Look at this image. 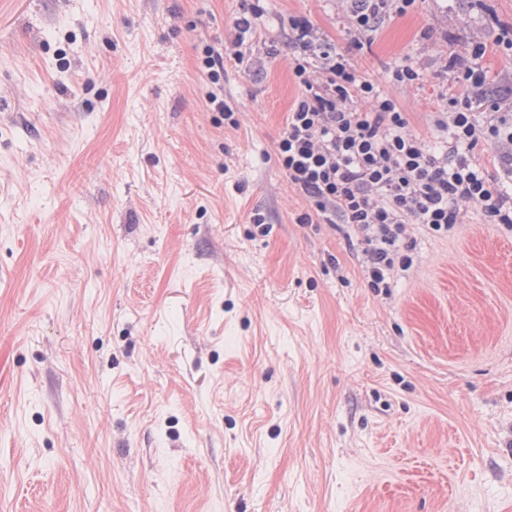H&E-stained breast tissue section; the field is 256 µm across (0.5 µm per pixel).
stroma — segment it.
<instances>
[{
    "instance_id": "stroma-1",
    "label": "stroma",
    "mask_w": 512,
    "mask_h": 512,
    "mask_svg": "<svg viewBox=\"0 0 512 512\" xmlns=\"http://www.w3.org/2000/svg\"><path fill=\"white\" fill-rule=\"evenodd\" d=\"M262 6L0 0V512H512V232L463 205L374 292L275 151L289 17L424 134L461 67L512 108V0ZM243 2L241 13L234 22V27L238 33L237 38L241 44L244 43L247 35H251L255 31L264 16L259 0H243ZM349 17L356 30L374 32L378 23L391 14H405L416 2L415 0H351ZM201 53V71L216 88V92L209 93L208 103L220 114L224 127L237 128V112L224 99V54L212 45H205Z\"/></svg>"
}]
</instances>
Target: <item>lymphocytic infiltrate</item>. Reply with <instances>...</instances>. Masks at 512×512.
I'll return each instance as SVG.
<instances>
[{
    "instance_id": "f902f5d3",
    "label": "lymphocytic infiltrate",
    "mask_w": 512,
    "mask_h": 512,
    "mask_svg": "<svg viewBox=\"0 0 512 512\" xmlns=\"http://www.w3.org/2000/svg\"><path fill=\"white\" fill-rule=\"evenodd\" d=\"M414 3L350 0L349 17L356 30L369 33ZM288 43L302 92L276 145L277 159L309 204L301 223L342 225L361 244L369 288L387 289L395 274L411 268L409 226L448 235L462 221L461 203L479 204L487 223L512 232V113L487 95L485 71L461 68L462 91L433 116L438 137L430 146L411 130L399 105L360 79L308 19L289 18ZM201 71L214 87L209 105L225 126L238 127L224 97L223 53L204 46ZM362 98L372 99L370 110L357 107ZM485 146L498 150L499 179H492L481 159Z\"/></svg>"
}]
</instances>
